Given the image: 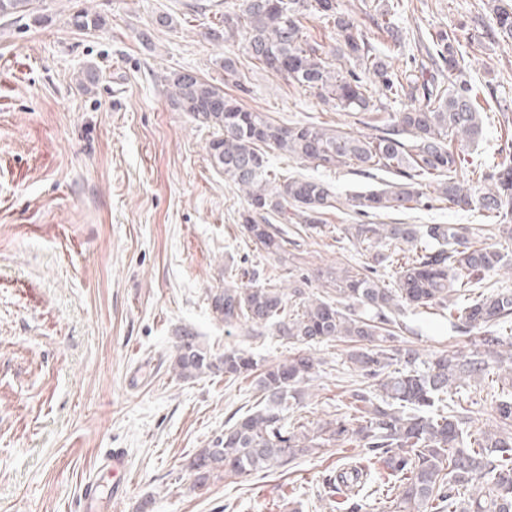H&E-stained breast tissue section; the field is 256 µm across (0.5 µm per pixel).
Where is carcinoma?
Returning <instances> with one entry per match:
<instances>
[{"label":"carcinoma","mask_w":512,"mask_h":512,"mask_svg":"<svg viewBox=\"0 0 512 512\" xmlns=\"http://www.w3.org/2000/svg\"><path fill=\"white\" fill-rule=\"evenodd\" d=\"M39 0H0V20L42 21ZM486 38L512 39V5L489 0ZM403 0H371L361 10L394 48L402 46L398 18ZM318 19L334 29L335 56L326 61L310 42L304 21ZM78 30L102 26L100 16L81 11L69 17ZM224 41L263 70L309 91L327 106L350 114L385 112L374 133L354 136L313 122L281 125L265 113L225 96L223 85L184 71L158 76L172 106L213 130L210 164L244 193L242 229L255 246L288 263V236L276 217L310 229L338 202L322 180L269 169L266 150L324 169L355 167L361 176L385 170L394 181L352 197L359 213L418 209L439 202L478 210L512 239V162L474 156L469 147L483 135L481 90L464 73V39L455 30L430 34L426 58L411 52L406 67L393 66L375 46L355 11L341 0H226ZM224 85L246 93L237 60L219 63ZM403 108L390 112L388 108ZM434 192H429V188ZM339 231L366 247L370 264L341 276L327 273L323 294L305 296L309 279L281 278L260 284L226 285L210 291L213 317L230 330L246 324L288 340L287 359L264 364L251 351L212 352L194 328L176 333L175 376L186 380L222 374L231 381L252 377L258 403L225 425L190 464L194 486L203 488L220 471L248 475L285 467L319 448L352 439L379 456L389 470L386 498L391 512H512V290L491 289L490 278L512 265V252L483 241L488 229L474 224H344ZM391 267L395 287L377 276ZM299 298L292 305L289 296ZM409 308L448 311L452 329L483 332L466 355L443 351L423 359L414 348L388 345L408 330ZM336 340L352 344L346 360L364 381L350 390L334 421L293 425L289 401L315 373L310 347ZM504 381L495 404V425L471 430L466 383ZM370 466L347 463L334 489L346 500L366 494Z\"/></svg>","instance_id":"1"}]
</instances>
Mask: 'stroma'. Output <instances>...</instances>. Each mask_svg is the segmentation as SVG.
<instances>
[{
  "mask_svg": "<svg viewBox=\"0 0 512 512\" xmlns=\"http://www.w3.org/2000/svg\"><path fill=\"white\" fill-rule=\"evenodd\" d=\"M190 0H43L40 24L0 26V512H84L82 489L100 455L125 449L128 493L115 512H388L376 491L340 509L328 491L344 462L363 457L351 442L258 474L217 473L196 488L189 464L225 421L255 401L252 379H176L174 331L193 327L213 352L246 348L284 360L287 339L226 332L209 308L210 289L232 275L268 274L279 261L244 235V195L207 155L212 132L175 110L158 81L176 68L221 80L218 62L237 57L250 89L242 103L276 123L310 121L356 135L363 124L321 104L209 38L224 0L193 11ZM90 10L101 27L79 31L69 17ZM168 14L171 25H156ZM483 0H407V43L441 29L474 35L466 76L512 102V40L481 32ZM95 67L91 92L77 85ZM280 175L317 177L341 199L326 231L288 225V277L362 266V247L337 241L336 227L364 223L352 194L388 180L347 167L316 169L277 152ZM377 224H479V213L386 212ZM395 347L422 357L474 349L479 330L451 332L445 318L407 311ZM342 342L312 350L319 365L293 409L328 421L356 373Z\"/></svg>",
  "mask_w": 512,
  "mask_h": 512,
  "instance_id": "35a3bbf8",
  "label": "stroma"
}]
</instances>
